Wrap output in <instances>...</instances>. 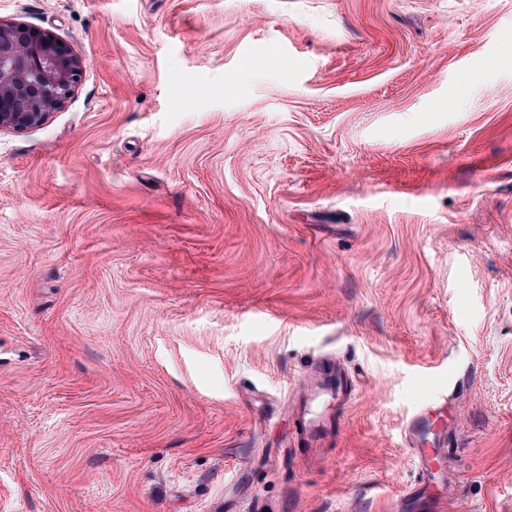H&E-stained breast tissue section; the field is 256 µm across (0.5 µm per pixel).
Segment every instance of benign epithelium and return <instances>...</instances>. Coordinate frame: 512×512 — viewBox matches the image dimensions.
Instances as JSON below:
<instances>
[{
  "label": "benign epithelium",
  "mask_w": 512,
  "mask_h": 512,
  "mask_svg": "<svg viewBox=\"0 0 512 512\" xmlns=\"http://www.w3.org/2000/svg\"><path fill=\"white\" fill-rule=\"evenodd\" d=\"M80 72L78 57L54 35L0 21V132L43 126L72 95Z\"/></svg>",
  "instance_id": "benign-epithelium-1"
}]
</instances>
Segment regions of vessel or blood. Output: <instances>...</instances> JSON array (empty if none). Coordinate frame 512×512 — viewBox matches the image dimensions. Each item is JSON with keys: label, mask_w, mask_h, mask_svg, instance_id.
Wrapping results in <instances>:
<instances>
[{"label": "vessel or blood", "mask_w": 512, "mask_h": 512, "mask_svg": "<svg viewBox=\"0 0 512 512\" xmlns=\"http://www.w3.org/2000/svg\"><path fill=\"white\" fill-rule=\"evenodd\" d=\"M311 402H300L301 430L311 444H318L328 412L350 399L349 382L342 372L316 378ZM447 403L440 402L420 411L409 422L408 445L419 461V489L436 486L448 476L447 440L450 426Z\"/></svg>", "instance_id": "vessel-or-blood-1"}]
</instances>
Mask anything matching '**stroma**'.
<instances>
[{"mask_svg":"<svg viewBox=\"0 0 512 512\" xmlns=\"http://www.w3.org/2000/svg\"><path fill=\"white\" fill-rule=\"evenodd\" d=\"M0 19L82 60L0 133V512H512V0ZM328 352L358 392L309 447ZM449 419L448 400H444L420 411L409 422L408 445L419 461L416 492L434 487L448 477Z\"/></svg>","mask_w":512,"mask_h":512,"instance_id":"1","label":"stroma"}]
</instances>
